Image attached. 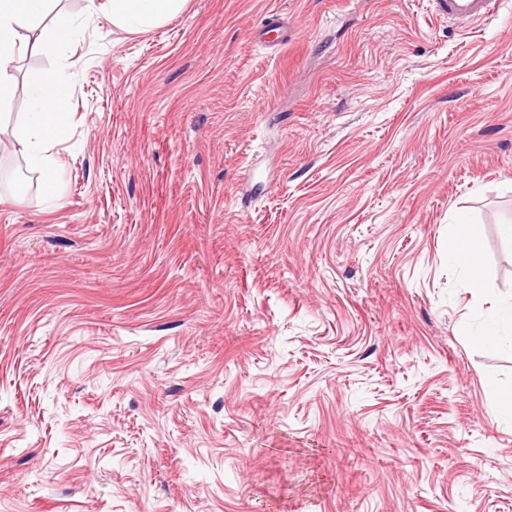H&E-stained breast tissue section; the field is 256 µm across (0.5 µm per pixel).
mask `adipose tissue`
Segmentation results:
<instances>
[{
	"label": "adipose tissue",
	"mask_w": 512,
	"mask_h": 512,
	"mask_svg": "<svg viewBox=\"0 0 512 512\" xmlns=\"http://www.w3.org/2000/svg\"><path fill=\"white\" fill-rule=\"evenodd\" d=\"M51 0H0V107L14 97L17 86L12 69L26 48L24 33L49 9ZM112 21L131 28L150 26L175 16L184 0H111ZM28 94L31 106L22 113L15 130L14 146L27 163L40 170L48 197L57 194V165L53 150L60 141L69 114L65 104L71 95L68 79L50 73L33 83ZM448 261L465 273V285L473 291L485 289L479 261L483 253L480 232L473 227L448 230Z\"/></svg>",
	"instance_id": "1"
}]
</instances>
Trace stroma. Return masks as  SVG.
<instances>
[{
  "label": "stroma",
  "instance_id": "1",
  "mask_svg": "<svg viewBox=\"0 0 512 512\" xmlns=\"http://www.w3.org/2000/svg\"><path fill=\"white\" fill-rule=\"evenodd\" d=\"M95 2L17 61L73 91L58 201L0 180V512H512V0ZM112 22L131 28L150 26L175 16L186 0H109ZM435 11L445 17L448 22L461 26L483 22L494 17L502 3L501 0H432ZM448 262L459 266L465 272V287L475 292L487 288L482 262L477 257L483 254V242L480 232L473 227L463 231L458 227L448 228Z\"/></svg>",
  "mask_w": 512,
  "mask_h": 512
}]
</instances>
